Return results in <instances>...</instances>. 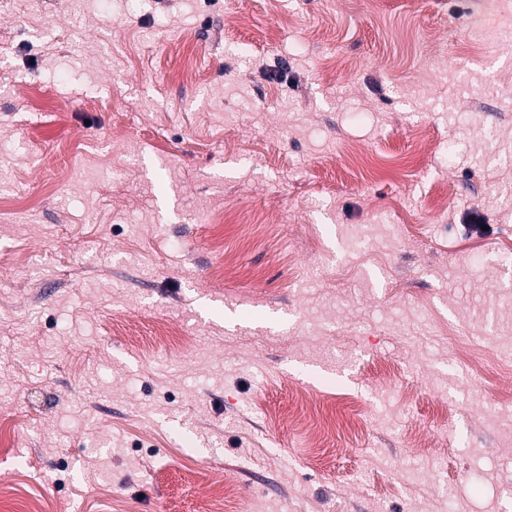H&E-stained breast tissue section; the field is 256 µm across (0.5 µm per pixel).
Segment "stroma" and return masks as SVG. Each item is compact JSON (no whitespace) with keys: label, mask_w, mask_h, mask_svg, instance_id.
<instances>
[{"label":"stroma","mask_w":512,"mask_h":512,"mask_svg":"<svg viewBox=\"0 0 512 512\" xmlns=\"http://www.w3.org/2000/svg\"><path fill=\"white\" fill-rule=\"evenodd\" d=\"M510 343L512 0H0V512H512Z\"/></svg>","instance_id":"stroma-1"}]
</instances>
